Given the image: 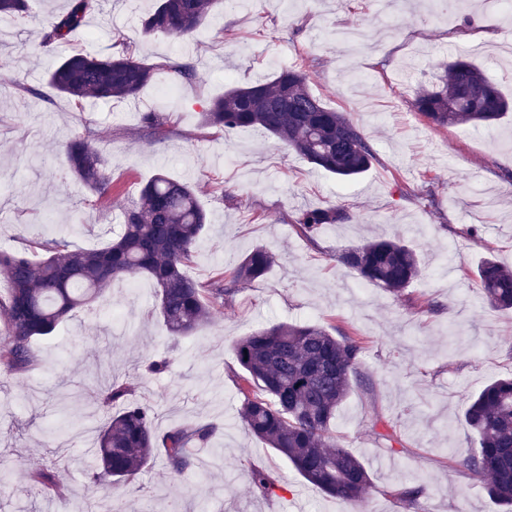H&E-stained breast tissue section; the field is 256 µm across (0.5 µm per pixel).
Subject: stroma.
<instances>
[{"instance_id":"1","label":"stroma","mask_w":512,"mask_h":512,"mask_svg":"<svg viewBox=\"0 0 512 512\" xmlns=\"http://www.w3.org/2000/svg\"><path fill=\"white\" fill-rule=\"evenodd\" d=\"M69 0H34L31 17L0 25V249L67 231L82 248L118 234L122 212L156 173L192 184L209 224L189 274L209 282L254 248L274 252L266 276L217 308L198 333L173 342L156 311L154 282L138 277L94 308L82 309L34 344L24 372L0 369V512H408L396 496L419 487L428 512H501L462 466L475 440L463 413L472 394L512 376V312L479 297L486 256L512 268V118L489 128H436L414 112L416 90L440 65L467 51L512 100V10L493 0H251L220 6L196 37L144 36L154 0H101L86 37L41 48L46 16ZM124 51L159 65L136 99L77 103L46 80L50 64L75 50ZM196 65L193 79L171 71ZM302 68L312 92L345 112L372 141L376 159L340 182L279 140L255 129L202 126L206 105L232 85L268 81ZM162 125L147 131L144 116ZM100 149L114 189L98 200L70 172L65 145L75 133ZM333 204L348 221L313 238L295 224L300 210ZM476 235H468V228ZM398 237L420 256L422 274L400 301L336 262L338 251L374 237ZM278 323H316L360 337L359 385L336 412L335 438L367 466L372 486L361 507L327 496L245 429L232 344ZM167 356L169 373L143 366ZM155 412L158 433L214 422L210 447L193 473H170L155 455L135 481L93 484L94 444L108 411L97 400L109 376ZM397 435L386 444L380 433ZM57 440L45 444L47 432ZM260 467L277 481L261 495L249 483ZM54 472L58 490L30 479Z\"/></svg>"}]
</instances>
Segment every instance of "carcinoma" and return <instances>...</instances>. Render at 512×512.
Returning <instances> with one entry per match:
<instances>
[{
    "label": "carcinoma",
    "mask_w": 512,
    "mask_h": 512,
    "mask_svg": "<svg viewBox=\"0 0 512 512\" xmlns=\"http://www.w3.org/2000/svg\"><path fill=\"white\" fill-rule=\"evenodd\" d=\"M97 0H70L69 8L45 21L43 46L73 41L85 33ZM221 0H156L141 19L146 35L191 37ZM31 12V0H0V23H13ZM163 65L125 54L76 51L47 71L49 84L78 102L136 97ZM413 106L437 127H491L512 104L475 63L457 58L443 65L432 84L419 88ZM206 127L259 128L293 149L308 163L338 180L366 172L376 159L364 131L344 113L326 107L309 88L306 74L284 68L266 82L233 86L202 112ZM70 172L100 198L112 192V178L99 150L84 135L66 144ZM348 216L334 206L304 209L295 223L306 236ZM208 216L186 182L158 174L140 189L138 201L123 209L122 232L100 249L79 248L63 233L37 242L45 253L0 251V277L9 294L0 300L9 327L0 344V366L25 370L34 360L36 340L53 335L74 310L101 299L112 284L145 275L158 288L157 311L170 336L188 337L211 320L217 306L265 276L276 256L264 247L252 250L228 274L205 287L191 278L192 262ZM336 261L367 284L401 298L421 274L417 254L398 239H373L343 249ZM482 300L501 311L512 309V270L493 257L476 272ZM358 338L332 335L324 327L281 323L233 343L241 372L236 383L243 396L240 418L255 437L286 458L297 473L321 492L352 503L371 487L364 463L332 436L330 426L357 378ZM127 382L112 379L100 389L99 403L123 407L99 432L94 480L131 482L154 456L165 451L175 476L193 466L192 447L206 448L209 425L183 426L158 437L151 407L129 399ZM464 421L477 446L466 450L463 465L484 481V491L512 512V377L496 379L475 393ZM253 489L271 495L275 479L262 469L250 471Z\"/></svg>",
    "instance_id": "cac0c4a2"
}]
</instances>
